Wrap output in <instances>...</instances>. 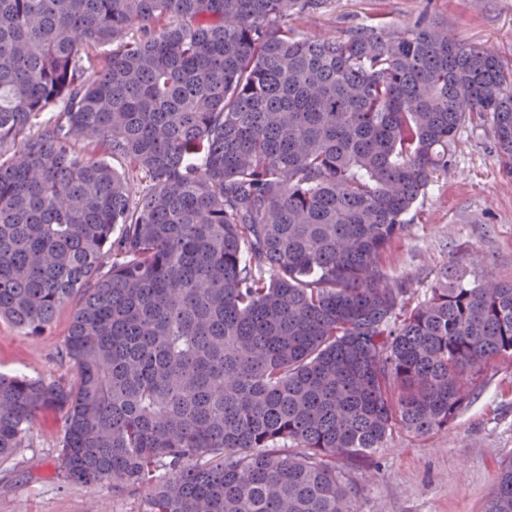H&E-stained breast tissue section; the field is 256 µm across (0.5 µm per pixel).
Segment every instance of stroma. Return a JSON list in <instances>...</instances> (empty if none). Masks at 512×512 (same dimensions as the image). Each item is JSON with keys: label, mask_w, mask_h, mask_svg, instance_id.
<instances>
[{"label": "stroma", "mask_w": 512, "mask_h": 512, "mask_svg": "<svg viewBox=\"0 0 512 512\" xmlns=\"http://www.w3.org/2000/svg\"><path fill=\"white\" fill-rule=\"evenodd\" d=\"M423 12L447 22L458 41L512 62V0H325L293 25L302 34L333 37L374 17L399 29ZM447 268L470 280H512V177L486 126L459 129L447 172L385 258L388 276L408 280L416 303ZM73 308L66 303L40 338L0 321V371L75 382L77 370L64 353ZM62 425L61 414L42 413L25 448L0 462V512H146V490L118 494L65 481ZM510 461L512 364H498L485 370L470 406L447 430L426 437L395 431L387 448L346 470L358 490L357 512H484L501 465Z\"/></svg>", "instance_id": "obj_1"}]
</instances>
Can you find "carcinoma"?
I'll use <instances>...</instances> for the list:
<instances>
[{
	"instance_id": "cac0c4a2",
	"label": "carcinoma",
	"mask_w": 512,
	"mask_h": 512,
	"mask_svg": "<svg viewBox=\"0 0 512 512\" xmlns=\"http://www.w3.org/2000/svg\"><path fill=\"white\" fill-rule=\"evenodd\" d=\"M322 4L0 0V320L46 336L78 298L79 372H0L1 460L55 408L67 478L149 512H354L337 461L512 360V280L406 311L384 270L462 125L512 174V67L434 17L291 27Z\"/></svg>"
}]
</instances>
